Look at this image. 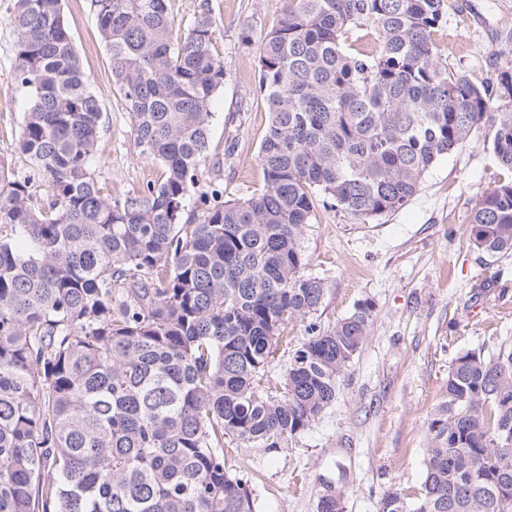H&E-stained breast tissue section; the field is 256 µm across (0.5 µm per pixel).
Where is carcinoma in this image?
<instances>
[{"label": "carcinoma", "mask_w": 512, "mask_h": 512, "mask_svg": "<svg viewBox=\"0 0 512 512\" xmlns=\"http://www.w3.org/2000/svg\"><path fill=\"white\" fill-rule=\"evenodd\" d=\"M92 4L138 145L164 172L138 195L105 193L102 106L61 0H15L29 167L0 158V512H256L224 440L279 448L312 426L372 321L365 302L329 330L309 324L265 383L288 324L326 294L301 248L315 194L395 212L480 129L512 171V110L492 107L512 104V74L478 85L440 66L446 0H287L259 48L264 186L226 202L216 183L197 192L224 87L210 10L179 33L168 0ZM364 28L376 52L348 51ZM470 242L512 253V179L476 199ZM424 464L413 504L390 489L378 512H512L511 342L452 359ZM344 509L340 491L317 505Z\"/></svg>", "instance_id": "cac0c4a2"}]
</instances>
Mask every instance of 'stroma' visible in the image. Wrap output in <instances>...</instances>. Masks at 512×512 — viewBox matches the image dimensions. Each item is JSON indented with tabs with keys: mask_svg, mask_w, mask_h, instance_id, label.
I'll list each match as a JSON object with an SVG mask.
<instances>
[{
	"mask_svg": "<svg viewBox=\"0 0 512 512\" xmlns=\"http://www.w3.org/2000/svg\"><path fill=\"white\" fill-rule=\"evenodd\" d=\"M173 25L186 29L201 6L214 20V52L224 87L214 97L204 181L244 199L264 185L259 148L269 122L258 88L257 49L285 0H169ZM14 0H0V156L24 171L16 148L28 95L12 71ZM89 84L103 109L99 179L122 199L159 181L163 167L143 155L112 59L98 37L92 0H61ZM439 61L478 84L512 71V0H448L433 34ZM501 169L484 132L438 158L402 209L364 219L316 200L302 250L306 271L327 294L308 322L288 336L266 369L278 380L307 336V323L333 327L364 302L373 307L367 339L341 376L335 402L279 448H226L227 468L247 480L256 512H317L328 489L345 493V512H377L397 488L415 500L425 478L427 423L441 401L452 358L492 352L512 340V255H489L469 241L477 196Z\"/></svg>",
	"mask_w": 512,
	"mask_h": 512,
	"instance_id": "35a3bbf8",
	"label": "stroma"
}]
</instances>
